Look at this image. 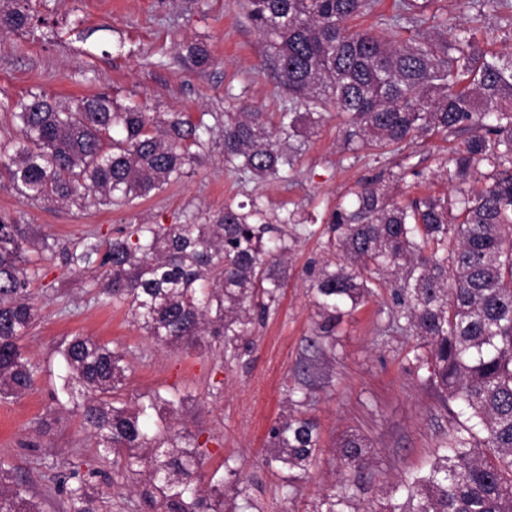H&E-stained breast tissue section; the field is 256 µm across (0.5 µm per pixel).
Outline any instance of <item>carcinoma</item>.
<instances>
[{"instance_id":"carcinoma-1","label":"carcinoma","mask_w":512,"mask_h":512,"mask_svg":"<svg viewBox=\"0 0 512 512\" xmlns=\"http://www.w3.org/2000/svg\"><path fill=\"white\" fill-rule=\"evenodd\" d=\"M436 2L399 0L383 27L355 29L348 21L370 12L373 0H247L289 96L271 116L243 106L211 124L205 112H148L106 94L68 108L37 94L9 102L18 135L0 140V189L31 201L122 207L181 181L216 135L229 170L286 181L331 107L348 150L378 160L453 137L435 173L448 192L397 199L399 182L419 176L402 165L388 181L361 183L331 213L322 248L335 261L314 272L315 336H334L343 316L388 285L385 328L415 341L418 381L466 415L445 453L402 480L395 501L365 512H512V42L483 48L471 30L430 12ZM470 8L478 22L489 11L511 14L512 0H471ZM31 19L29 0H0V33ZM430 21L434 32H418ZM410 29L416 37H399ZM186 56L211 63L200 43ZM302 224L295 212L278 215L255 199L226 204L203 224H133L107 241L92 232L62 259L98 272L94 301L125 306L156 343L202 347L212 339L235 358L279 301ZM29 250L56 255L55 244L0 213V400L30 394L38 375L20 345L37 316ZM57 354L54 403L73 405L96 459L112 462L147 512H265L236 468L225 466L209 489L196 481L200 444L162 417L174 400L159 392L133 404L121 398L123 351L77 335ZM320 448L314 421L290 410L271 428L265 463L305 472ZM369 456L357 433L336 450L344 470L366 467ZM104 478L91 468L58 479L65 512H102L95 486ZM355 496L344 484L313 512H355ZM0 512H43L27 479L2 460Z\"/></svg>"}]
</instances>
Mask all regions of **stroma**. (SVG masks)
I'll use <instances>...</instances> for the list:
<instances>
[{
	"instance_id": "stroma-1",
	"label": "stroma",
	"mask_w": 512,
	"mask_h": 512,
	"mask_svg": "<svg viewBox=\"0 0 512 512\" xmlns=\"http://www.w3.org/2000/svg\"><path fill=\"white\" fill-rule=\"evenodd\" d=\"M245 0H30L39 17L33 28L0 34V139L17 128L5 102L46 94L60 106L105 92L122 105L150 112L224 113L230 104L277 112L288 102L266 46L253 29ZM206 44L211 66L185 58L187 44ZM125 52H118V45ZM448 144L435 136L412 146L407 159L417 174L407 177L404 197L444 191L433 177ZM401 155L380 160L353 157L345 128L329 119L311 134L287 180L264 182L228 171L222 145L201 154L187 177L130 205L77 208L29 201L0 190V213L33 225L59 245L76 248L86 231L117 237L131 224H201L225 203L261 197L272 208L293 210L322 227L337 205L347 204L358 182L380 171L398 172ZM318 236H301L288 284L249 353L185 349L154 343L125 310L94 303L90 275L61 258L29 252L37 271L33 284L38 314L26 354L41 367L56 366V348L73 334L122 349L127 366L123 395L134 400L155 392L185 397L177 413L195 435L211 479L224 465L249 478L248 492L266 512H313L323 493L340 483L357 489L356 507L391 493L408 474L426 470L442 441L460 426L461 415L422 386L413 366L412 339L380 333L390 296L379 292L336 328V348L319 357L318 374L303 411L312 418L322 451L307 473L285 481L262 463L269 431L286 414L288 398L303 378L307 341L315 327L314 292L305 269L322 260ZM57 377L44 373L37 389L0 402V459L27 476L45 512H62L63 497L51 478L59 471L95 464L92 439L72 410L51 400ZM351 432L364 435L371 459L360 471L336 466V445Z\"/></svg>"
}]
</instances>
